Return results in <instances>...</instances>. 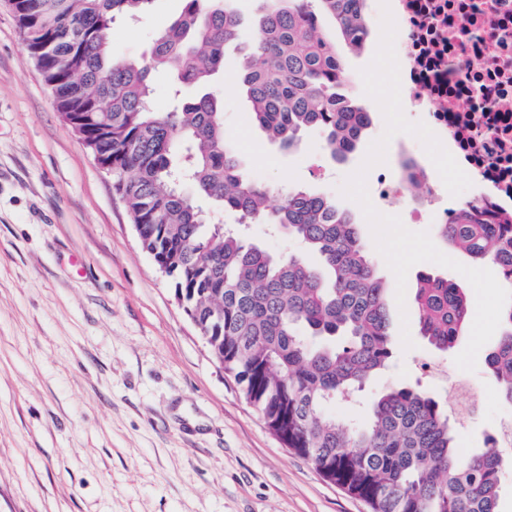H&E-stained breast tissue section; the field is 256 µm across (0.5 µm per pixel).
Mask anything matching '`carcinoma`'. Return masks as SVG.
<instances>
[{"label":"carcinoma","mask_w":512,"mask_h":512,"mask_svg":"<svg viewBox=\"0 0 512 512\" xmlns=\"http://www.w3.org/2000/svg\"><path fill=\"white\" fill-rule=\"evenodd\" d=\"M152 0H17L23 42L58 112L79 122L87 150L112 164V188L139 225L153 257L177 252L170 273L183 311L206 330L244 398L286 447L371 512H500L502 475L512 454L487 438L463 451L451 411L418 388L374 393L360 422L329 407L363 390L392 359L386 288L353 217L325 193L295 187L268 208L271 189L241 165L224 139V104L210 91L227 48H243L236 89L250 118L285 150L322 132L332 160L362 145L371 113L342 92L336 45L320 29L331 19L346 45L364 47V0H262L243 38L229 0H182L178 17L147 58L113 53L112 24L138 17ZM175 71L169 111L152 105L149 75ZM404 181L423 172L402 162ZM269 224L317 254L321 266L276 256L221 224ZM445 244L512 275V221L486 224L463 208L437 225ZM419 331L440 351L464 335L463 289L421 273L414 292ZM485 355L512 404V304Z\"/></svg>","instance_id":"cac0c4a2"}]
</instances>
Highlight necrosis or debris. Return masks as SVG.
Masks as SVG:
<instances>
[{
    "label": "necrosis or debris",
    "mask_w": 512,
    "mask_h": 512,
    "mask_svg": "<svg viewBox=\"0 0 512 512\" xmlns=\"http://www.w3.org/2000/svg\"><path fill=\"white\" fill-rule=\"evenodd\" d=\"M405 114L424 122L472 181L465 207L512 215V0H389Z\"/></svg>",
    "instance_id": "obj_1"
}]
</instances>
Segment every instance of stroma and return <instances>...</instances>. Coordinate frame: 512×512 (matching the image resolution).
Wrapping results in <instances>:
<instances>
[{"label":"stroma","instance_id":"obj_1","mask_svg":"<svg viewBox=\"0 0 512 512\" xmlns=\"http://www.w3.org/2000/svg\"><path fill=\"white\" fill-rule=\"evenodd\" d=\"M181 0H152L139 21L113 24L118 55L147 53L180 13ZM366 19L358 51L334 25L348 92L372 114L363 142L385 129L363 90L381 11ZM224 58L215 91L224 100V133L251 175L277 190L300 186L330 196L364 159L332 163L319 131L299 150L270 145L249 119ZM428 157L412 136H395L387 162L367 174L399 175V161ZM414 349L394 344L395 365L379 384H414L455 396L470 380L478 410L458 419L460 445L483 447L512 404L499 396L485 362L471 373L454 363L466 347L441 353L409 323ZM436 359L447 378L421 374ZM0 512H371L286 448L244 399L174 288L143 250L111 178L62 118L0 0Z\"/></svg>","mask_w":512,"mask_h":512}]
</instances>
